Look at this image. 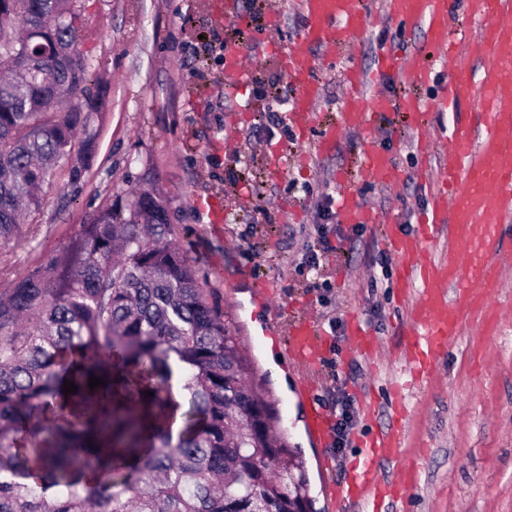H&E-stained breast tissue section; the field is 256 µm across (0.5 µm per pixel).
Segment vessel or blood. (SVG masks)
I'll list each match as a JSON object with an SVG mask.
<instances>
[{
  "mask_svg": "<svg viewBox=\"0 0 512 512\" xmlns=\"http://www.w3.org/2000/svg\"><path fill=\"white\" fill-rule=\"evenodd\" d=\"M302 25L299 46L275 47L283 69L296 92L288 114L290 124L315 122L314 105L321 96L317 74L322 68L311 53L314 44H346L363 33L376 20L397 22L410 30L425 27L424 50L409 57L382 55L384 68L398 71L407 83L428 84L433 69L428 61L432 52L449 53L452 79L442 93L421 102L405 97L398 108L407 113L444 111L448 106L477 100L479 107L470 122L448 146V161L438 174L432 191V205L417 233L405 237L388 233L385 242L399 257L398 286L413 295L410 320L413 327L405 344L406 363L412 378L427 375L441 353L447 350L463 328L477 323L491 333L500 322L496 299L504 271L512 266V249L503 250L501 230L512 224V0H386L383 10L368 12L357 0H298ZM464 11L480 25V55L471 60L461 48H449L448 27L455 11ZM227 89H237L246 80L240 63L238 44L227 51ZM480 68V81H472L473 68ZM354 91L339 114L338 121L319 141L320 153H329L345 133L369 129L377 113L387 111V99L363 92L364 78L358 70L344 73ZM368 183L393 186L402 172L374 142H367L359 169ZM339 216L345 224H372L375 212L367 208L344 178ZM447 238V250L433 252L439 238ZM323 346L319 327L306 318L289 323L286 352L292 364L309 369ZM301 395L306 401L307 425L320 444L331 440L328 417L315 401L310 382H303ZM401 435L391 429L376 435L372 453L398 456ZM417 484V474L407 468L399 483L389 484L370 466L352 474L348 484L330 487L336 504L360 499L397 498Z\"/></svg>",
  "mask_w": 512,
  "mask_h": 512,
  "instance_id": "vessel-or-blood-1",
  "label": "vessel or blood"
}]
</instances>
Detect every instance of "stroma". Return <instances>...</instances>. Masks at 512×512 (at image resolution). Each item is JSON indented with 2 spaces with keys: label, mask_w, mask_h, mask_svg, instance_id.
I'll return each mask as SVG.
<instances>
[{
  "label": "stroma",
  "mask_w": 512,
  "mask_h": 512,
  "mask_svg": "<svg viewBox=\"0 0 512 512\" xmlns=\"http://www.w3.org/2000/svg\"><path fill=\"white\" fill-rule=\"evenodd\" d=\"M212 2L77 0L78 46L106 85L104 104L90 122L95 155L77 186L55 169L41 211L19 239L0 247V292L62 253L101 210L151 193L166 204L173 242L191 260L207 304L249 348L250 380L264 390L281 418L282 437L305 463L314 512H512V271L500 290L506 314L500 331L485 336L468 326L430 374L403 391L407 415L391 404V384L401 371L396 359L412 326L411 300L397 286L398 259L384 244L386 226L416 233L430 209V184L417 172L426 161L436 169L444 164L439 149L474 104L428 113L421 130L400 112H384L368 131L349 133L328 155H316L315 142L347 95L346 68L360 70L370 92L393 101L435 95V87L413 86L378 68L381 52L418 51L424 28L404 31L382 21L344 47L312 46L327 62L318 74L317 123L305 131L288 124L270 128L263 111L271 87L289 98L295 94L269 50L272 43L296 40L294 0H229L220 19ZM217 24L222 42L203 49ZM235 39L250 82L230 93L222 44ZM369 140L403 178L394 188L352 182L360 201L380 217L356 230L339 221L336 173H356ZM274 154L287 163L276 181L268 177ZM200 196L218 203L222 223L200 213ZM321 223L333 249L321 254L320 270L312 273L301 265L302 228ZM297 315L316 320L329 344L315 383L326 412L345 393L354 405L376 404L372 417L356 414L340 451L311 435L301 374L279 342L287 318ZM354 321L372 337L374 354H349ZM390 428L402 431L404 445L399 456L377 458L375 467L388 481L404 466L417 467L416 488L376 507L353 498L336 510L326 477L347 482L351 462L365 453L360 436Z\"/></svg>",
  "instance_id": "1"
}]
</instances>
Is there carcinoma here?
<instances>
[{
	"label": "carcinoma",
	"mask_w": 512,
	"mask_h": 512,
	"mask_svg": "<svg viewBox=\"0 0 512 512\" xmlns=\"http://www.w3.org/2000/svg\"><path fill=\"white\" fill-rule=\"evenodd\" d=\"M75 0H0V245L94 137ZM149 193L0 294V512H303L296 451ZM106 386L94 390L89 378ZM179 394H174L173 376ZM78 386L62 390L64 381ZM153 395H148V392Z\"/></svg>",
	"instance_id": "cac0c4a2"
}]
</instances>
